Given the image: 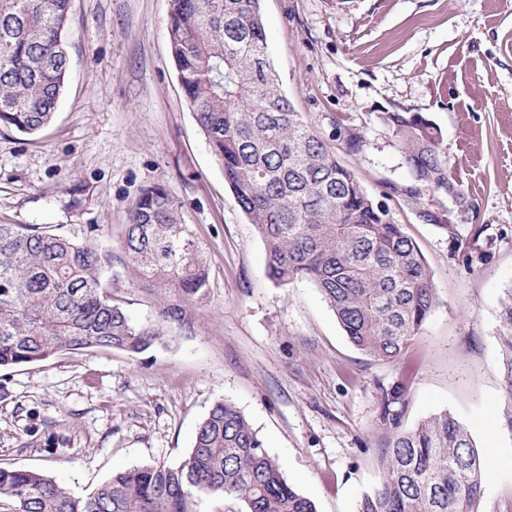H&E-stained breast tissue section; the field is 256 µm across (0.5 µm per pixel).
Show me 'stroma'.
I'll use <instances>...</instances> for the list:
<instances>
[{"label": "stroma", "instance_id": "obj_1", "mask_svg": "<svg viewBox=\"0 0 512 512\" xmlns=\"http://www.w3.org/2000/svg\"><path fill=\"white\" fill-rule=\"evenodd\" d=\"M267 53L295 111L418 244L438 303L393 362L359 352L320 291L266 274V253L190 110L169 0H71L68 75L52 123L0 129V224L117 246L141 190L162 185L202 241L210 285L186 322L132 357L100 348L0 370V467L82 496L113 472L180 464L215 402L251 422L316 512H357L396 432L449 411L487 475L479 512H512L498 426L499 306L512 292V0H262ZM420 112L468 201L414 180L378 113ZM361 135L348 151L349 132ZM458 226L449 238L422 220ZM475 222V223H476Z\"/></svg>", "mask_w": 512, "mask_h": 512}]
</instances>
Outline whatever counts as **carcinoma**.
Listing matches in <instances>:
<instances>
[{
    "mask_svg": "<svg viewBox=\"0 0 512 512\" xmlns=\"http://www.w3.org/2000/svg\"><path fill=\"white\" fill-rule=\"evenodd\" d=\"M71 0H0V128L35 135L53 119L65 86ZM169 39L187 103L242 211L265 246L277 283L320 290L349 341L396 360L437 305L426 260L404 225L375 201L312 130L274 78L261 0H170ZM415 182L467 202L441 150L440 129L419 112H380ZM155 284L158 324L135 321L125 290ZM205 249L181 206L156 184L132 206L118 250H100L50 226L0 224V368L63 351L132 356L185 320L183 303L209 288ZM502 430L512 437V293L499 311ZM487 476L463 425L444 411L388 449L381 483L358 512H475ZM200 495L242 512H316L293 488L247 417L227 400L200 423L177 466L120 471L75 497L32 469L0 467L9 512H191Z\"/></svg>",
    "mask_w": 512,
    "mask_h": 512,
    "instance_id": "cac0c4a2",
    "label": "carcinoma"
}]
</instances>
